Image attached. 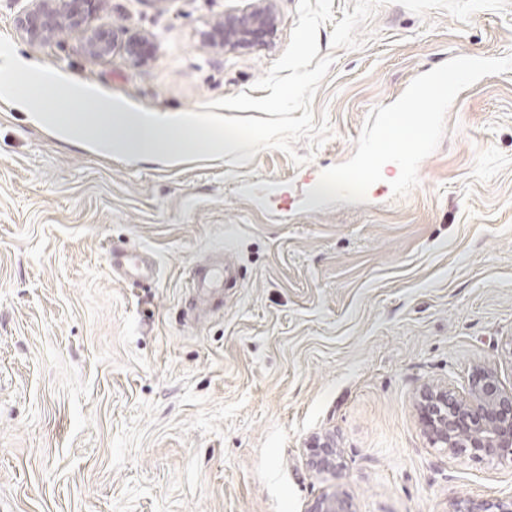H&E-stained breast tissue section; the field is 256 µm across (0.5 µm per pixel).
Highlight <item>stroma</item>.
<instances>
[{
    "label": "stroma",
    "mask_w": 512,
    "mask_h": 512,
    "mask_svg": "<svg viewBox=\"0 0 512 512\" xmlns=\"http://www.w3.org/2000/svg\"><path fill=\"white\" fill-rule=\"evenodd\" d=\"M112 52L17 29L22 56L139 105L197 112L254 87L287 47L298 0H277L269 46L200 34L252 0H107ZM334 63L313 101L332 133L295 165L260 150L141 162L61 141L0 103V512H453L512 495V464L433 447L415 402L464 394L475 367L512 387V71L461 91L418 182L389 163L361 203L311 194L347 161L369 112L459 55L512 53V0H332ZM159 40L132 66L128 36ZM147 246L149 283L114 280L109 249ZM237 279L188 325L190 272L214 250ZM335 437L336 469L307 445ZM309 512H352L347 495L337 490L322 495L310 507Z\"/></svg>",
    "instance_id": "stroma-1"
}]
</instances>
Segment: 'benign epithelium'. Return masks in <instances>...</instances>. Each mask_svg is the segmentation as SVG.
<instances>
[{
	"instance_id": "benign-epithelium-1",
	"label": "benign epithelium",
	"mask_w": 512,
	"mask_h": 512,
	"mask_svg": "<svg viewBox=\"0 0 512 512\" xmlns=\"http://www.w3.org/2000/svg\"><path fill=\"white\" fill-rule=\"evenodd\" d=\"M276 0H255L250 11L226 14L203 33L213 47L235 50L272 42L278 32ZM105 0H37L33 9L22 12L16 26L32 42H47L68 32L85 36L88 52L105 56L112 51L111 30L93 21ZM152 36L135 34L124 46L135 67L146 64L156 53ZM417 408L430 443L451 455L469 454L512 462V389L502 386L497 372L477 367L466 394L456 396L448 388L426 385L419 393ZM308 466L315 471L337 466L339 449L333 436H314L309 442ZM308 512H352L347 495L336 490L324 494ZM454 512H512V495L496 500H468Z\"/></svg>"
}]
</instances>
